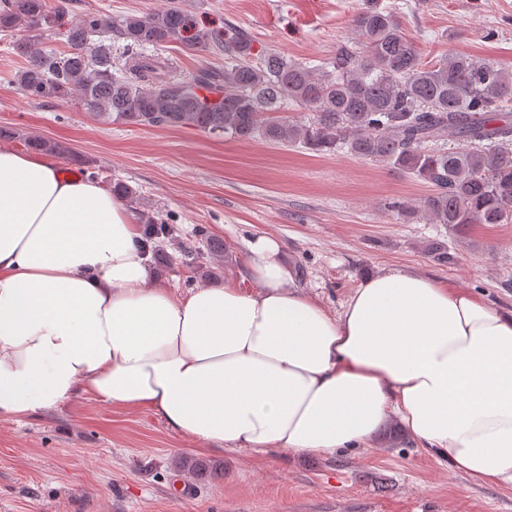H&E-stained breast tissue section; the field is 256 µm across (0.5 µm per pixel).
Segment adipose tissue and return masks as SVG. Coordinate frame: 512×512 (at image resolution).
Here are the masks:
<instances>
[{"mask_svg":"<svg viewBox=\"0 0 512 512\" xmlns=\"http://www.w3.org/2000/svg\"><path fill=\"white\" fill-rule=\"evenodd\" d=\"M141 232L98 182L0 148V419L88 396L223 452L323 455L393 420L512 485V309L394 269L333 313L268 235L247 244L251 289L179 295L153 282Z\"/></svg>","mask_w":512,"mask_h":512,"instance_id":"adipose-tissue-1","label":"adipose tissue"}]
</instances>
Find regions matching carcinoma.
<instances>
[{
  "label": "carcinoma",
  "mask_w": 512,
  "mask_h": 512,
  "mask_svg": "<svg viewBox=\"0 0 512 512\" xmlns=\"http://www.w3.org/2000/svg\"><path fill=\"white\" fill-rule=\"evenodd\" d=\"M356 41L341 42L324 65L313 68L269 52L254 60L253 43L232 25L201 29L176 0L160 9L109 19L99 13L70 18L66 2L0 0V32L56 28L70 47L58 56L27 39L14 42L26 59L14 82L25 97L76 100L94 117L136 127H192L215 136L299 145L317 154L341 149L389 165L433 188L412 208L390 203L400 216L421 215L462 231L470 224L512 223V67L450 54L422 61L394 10L367 0L355 15ZM122 43L124 62L112 57ZM179 50L224 56V69L192 76L169 59L149 54ZM311 113L305 122L275 117L288 107ZM463 143L451 147L448 136ZM29 148L63 155L40 137ZM144 219L150 261L168 258L175 227ZM195 237L213 257L224 243L207 227Z\"/></svg>",
  "instance_id": "carcinoma-1"
}]
</instances>
